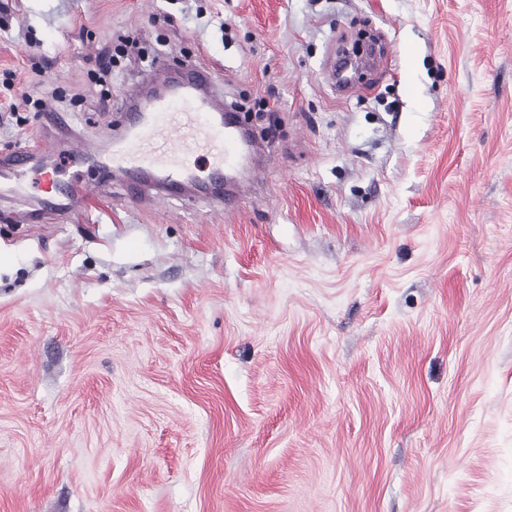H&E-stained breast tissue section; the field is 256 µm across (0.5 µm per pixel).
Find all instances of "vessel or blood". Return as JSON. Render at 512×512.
<instances>
[{"label": "vessel or blood", "mask_w": 512, "mask_h": 512, "mask_svg": "<svg viewBox=\"0 0 512 512\" xmlns=\"http://www.w3.org/2000/svg\"><path fill=\"white\" fill-rule=\"evenodd\" d=\"M209 75L196 69L192 81L178 84L154 97L141 110V118L129 125L127 138L110 151L91 144H70L66 160L52 169H36L35 153L20 149L0 158V179L10 184L11 194L26 192V177L38 172L43 186L36 215L68 212L73 202L91 191L82 177L84 167L97 165L132 175L152 177L164 189L177 192L196 176L187 163L190 155L206 156L211 172L223 174L243 152V143L224 123L208 92Z\"/></svg>", "instance_id": "obj_1"}]
</instances>
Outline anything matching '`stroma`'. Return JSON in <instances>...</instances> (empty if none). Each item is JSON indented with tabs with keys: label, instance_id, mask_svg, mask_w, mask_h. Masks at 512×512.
Returning <instances> with one entry per match:
<instances>
[{
	"label": "stroma",
	"instance_id": "stroma-1",
	"mask_svg": "<svg viewBox=\"0 0 512 512\" xmlns=\"http://www.w3.org/2000/svg\"><path fill=\"white\" fill-rule=\"evenodd\" d=\"M191 64L255 106L232 207L0 201V512H512V0H0V156Z\"/></svg>",
	"mask_w": 512,
	"mask_h": 512
}]
</instances>
